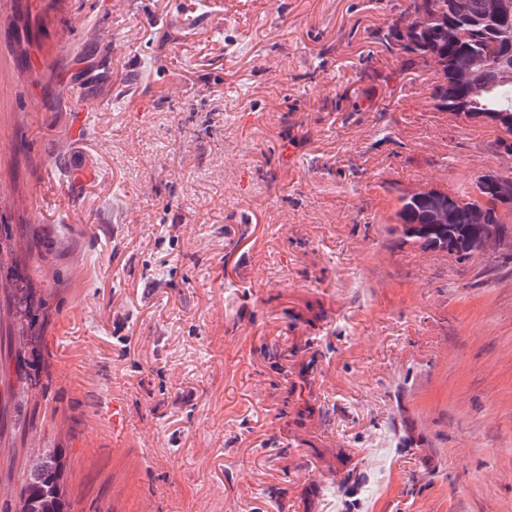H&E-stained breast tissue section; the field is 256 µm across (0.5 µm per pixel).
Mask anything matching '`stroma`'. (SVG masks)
Instances as JSON below:
<instances>
[{"label":"stroma","instance_id":"stroma-1","mask_svg":"<svg viewBox=\"0 0 512 512\" xmlns=\"http://www.w3.org/2000/svg\"><path fill=\"white\" fill-rule=\"evenodd\" d=\"M407 6L0 0V512H512V246L395 218L512 155ZM62 458L59 450L45 453L24 474L19 512H68Z\"/></svg>","mask_w":512,"mask_h":512}]
</instances>
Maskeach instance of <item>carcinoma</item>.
I'll return each mask as SVG.
<instances>
[{
	"instance_id": "obj_1",
	"label": "carcinoma",
	"mask_w": 512,
	"mask_h": 512,
	"mask_svg": "<svg viewBox=\"0 0 512 512\" xmlns=\"http://www.w3.org/2000/svg\"><path fill=\"white\" fill-rule=\"evenodd\" d=\"M493 2L410 0L407 10L424 15V21L404 29L393 26L380 41L390 51L436 65L437 81L431 88L435 110L512 128V14L494 13ZM502 179L512 182L511 175L488 171L463 197L433 190L400 198L397 217L404 236L459 259L471 257L486 225L509 230L512 194L501 191ZM439 208L448 210V223H436ZM478 214L481 223L476 222ZM62 458L59 450L45 453L24 474L19 512H68Z\"/></svg>"
}]
</instances>
